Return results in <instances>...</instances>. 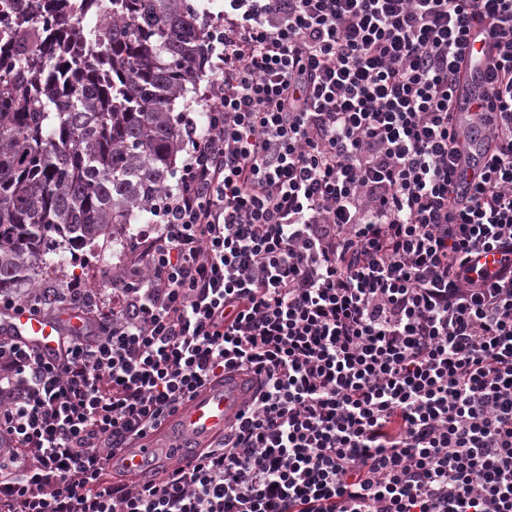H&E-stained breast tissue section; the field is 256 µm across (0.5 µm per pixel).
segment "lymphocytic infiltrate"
Listing matches in <instances>:
<instances>
[{"mask_svg": "<svg viewBox=\"0 0 512 512\" xmlns=\"http://www.w3.org/2000/svg\"><path fill=\"white\" fill-rule=\"evenodd\" d=\"M497 38L493 151L455 194L467 34ZM176 188L55 356L0 334V512H512V0H224ZM501 254L491 273L481 253ZM230 373L192 468L112 482Z\"/></svg>", "mask_w": 512, "mask_h": 512, "instance_id": "f902f5d3", "label": "lymphocytic infiltrate"}]
</instances>
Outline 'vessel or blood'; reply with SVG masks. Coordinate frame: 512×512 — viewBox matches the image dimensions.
<instances>
[{"label":"vessel or blood","mask_w":512,"mask_h":512,"mask_svg":"<svg viewBox=\"0 0 512 512\" xmlns=\"http://www.w3.org/2000/svg\"><path fill=\"white\" fill-rule=\"evenodd\" d=\"M470 40L477 57L468 59L461 82L454 92L455 121L464 132L461 156L454 182L459 193L468 194L473 176L488 163L491 144L488 139L489 119L476 108L490 86L494 39L486 30L475 29ZM78 327L77 318L69 322L50 316L8 311L0 314V333L37 345L46 356H54L63 326ZM251 394L244 379L233 375L221 384L208 386L172 419L174 445L159 448H125L116 461L130 482L153 481L161 456H168L171 466L192 468L199 456L200 444L221 434Z\"/></svg>","instance_id":"1"}]
</instances>
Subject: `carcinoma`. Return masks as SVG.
I'll return each mask as SVG.
<instances>
[{"label": "carcinoma", "instance_id": "carcinoma-1", "mask_svg": "<svg viewBox=\"0 0 512 512\" xmlns=\"http://www.w3.org/2000/svg\"><path fill=\"white\" fill-rule=\"evenodd\" d=\"M0 39V292L117 229L149 223L183 132L176 101L205 70L191 0H39ZM73 12L89 17L73 30ZM84 52L74 51L75 43Z\"/></svg>", "mask_w": 512, "mask_h": 512}]
</instances>
